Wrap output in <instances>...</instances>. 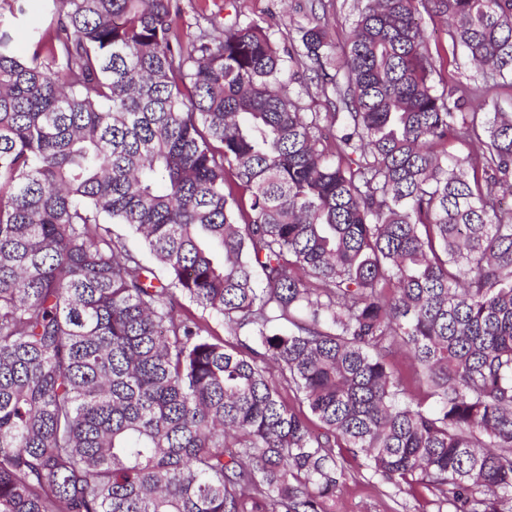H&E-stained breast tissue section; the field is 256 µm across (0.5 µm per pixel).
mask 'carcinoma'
I'll return each instance as SVG.
<instances>
[{
  "label": "carcinoma",
  "instance_id": "obj_1",
  "mask_svg": "<svg viewBox=\"0 0 512 512\" xmlns=\"http://www.w3.org/2000/svg\"><path fill=\"white\" fill-rule=\"evenodd\" d=\"M3 3L0 512H328L358 457L505 512L512 0H366L339 56L313 8L280 41L240 0ZM421 24L428 36L429 50L438 68L440 65L446 67L448 60H453L454 52L457 58L454 66L458 67L455 71L459 81L465 85L483 83L481 72L466 61L463 49L460 46L453 48L447 34L448 24L443 19L430 17L422 10Z\"/></svg>",
  "mask_w": 512,
  "mask_h": 512
}]
</instances>
